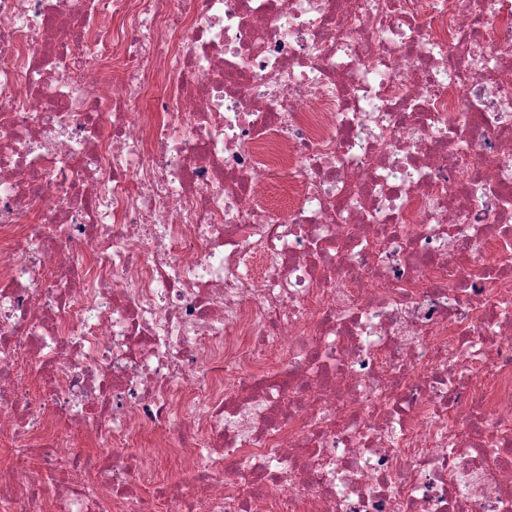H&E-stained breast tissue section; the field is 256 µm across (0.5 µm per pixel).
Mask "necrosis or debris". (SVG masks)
<instances>
[{"instance_id": "1", "label": "necrosis or debris", "mask_w": 512, "mask_h": 512, "mask_svg": "<svg viewBox=\"0 0 512 512\" xmlns=\"http://www.w3.org/2000/svg\"><path fill=\"white\" fill-rule=\"evenodd\" d=\"M2 442L0 512H512V0H0Z\"/></svg>"}]
</instances>
